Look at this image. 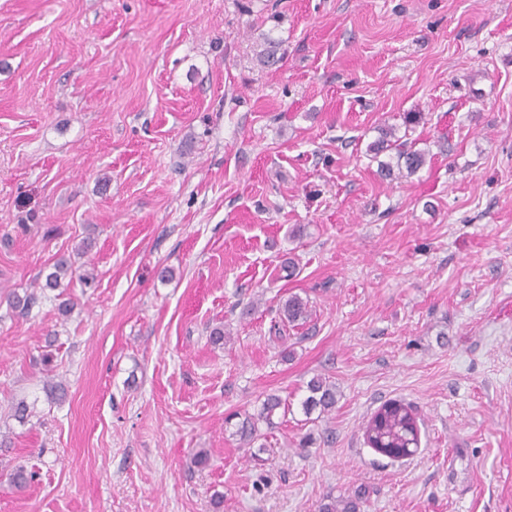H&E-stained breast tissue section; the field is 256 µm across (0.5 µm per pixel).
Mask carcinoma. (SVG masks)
Masks as SVG:
<instances>
[{
	"mask_svg": "<svg viewBox=\"0 0 512 512\" xmlns=\"http://www.w3.org/2000/svg\"><path fill=\"white\" fill-rule=\"evenodd\" d=\"M256 57L260 65L272 68L277 66L282 57L279 55V43L265 37L259 44ZM368 152L378 156L388 153V161L380 164V172L386 177L395 179L409 178L415 175L426 163V152L414 148V143L396 138V130L391 126L379 129V137L368 145ZM54 271L46 276L45 287L58 288L61 280L70 271L67 260L59 259L53 265ZM308 302L295 295L289 297L283 305V315L287 323H296L307 318ZM309 395L301 402L304 413L315 410L328 414L336 407V386L329 380L316 377L307 383ZM288 404L276 396H268L258 414H244L238 423L236 434L247 445L255 443L261 437L259 423L268 428L274 427L273 416L280 408ZM416 422L409 405L400 401H389L381 405L368 421L364 438H373L377 444L386 450L385 457L400 460L409 451L419 446V433L415 432L413 423Z\"/></svg>",
	"mask_w": 512,
	"mask_h": 512,
	"instance_id": "obj_1",
	"label": "carcinoma"
}]
</instances>
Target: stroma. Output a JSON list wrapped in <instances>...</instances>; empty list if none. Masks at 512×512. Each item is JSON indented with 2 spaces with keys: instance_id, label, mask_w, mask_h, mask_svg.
Masks as SVG:
<instances>
[{
  "instance_id": "35a3bbf8",
  "label": "stroma",
  "mask_w": 512,
  "mask_h": 512,
  "mask_svg": "<svg viewBox=\"0 0 512 512\" xmlns=\"http://www.w3.org/2000/svg\"><path fill=\"white\" fill-rule=\"evenodd\" d=\"M408 112L427 162L391 181L367 146ZM270 394L256 452L224 418ZM390 400L412 457L364 442ZM355 495L512 512V0H0V512ZM309 395L301 402L304 413L309 414L315 410L329 414L336 407V386L322 377L311 379L307 384Z\"/></svg>"
}]
</instances>
